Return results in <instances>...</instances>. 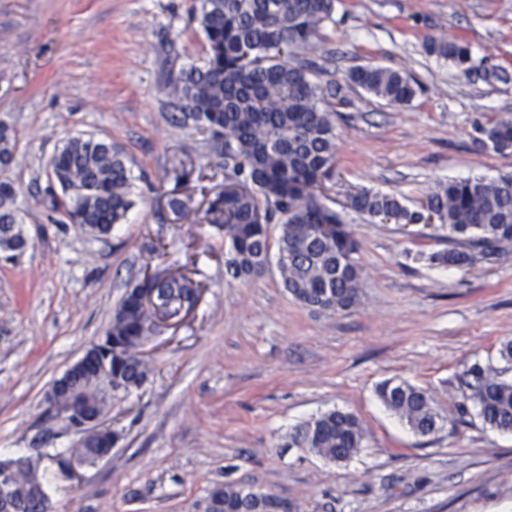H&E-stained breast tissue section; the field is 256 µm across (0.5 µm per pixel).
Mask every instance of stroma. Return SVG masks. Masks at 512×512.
<instances>
[{"instance_id": "1", "label": "stroma", "mask_w": 512, "mask_h": 512, "mask_svg": "<svg viewBox=\"0 0 512 512\" xmlns=\"http://www.w3.org/2000/svg\"><path fill=\"white\" fill-rule=\"evenodd\" d=\"M195 0H0V122L16 141L0 166L28 246L0 250V457L79 434L49 420L53 381L105 334L130 279L194 271L201 298L160 322L150 374L106 417L118 441L78 482L58 480L53 512H197L217 482L243 481L295 512H512V434L459 417L458 377L498 363L512 340V251L464 268L430 265L447 249L434 225L386 223L344 208L350 191L401 195L420 209L438 182L512 174V150L477 126L512 116V0H338L313 79L334 112L339 176L327 193L360 244L358 303L318 311L282 286L277 259L242 280L224 267V232L205 197L224 188L204 135L175 128L165 78L205 56ZM462 39L470 73L425 54L426 36ZM409 76L410 104L349 83L356 66ZM94 136L126 157L134 206L103 238L55 207L49 161L61 140ZM189 178L185 214L168 205L173 162ZM392 380L426 390L436 432L415 434L379 400ZM338 408L365 439L333 463L289 447L293 428Z\"/></svg>"}]
</instances>
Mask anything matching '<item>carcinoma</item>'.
<instances>
[{
    "mask_svg": "<svg viewBox=\"0 0 512 512\" xmlns=\"http://www.w3.org/2000/svg\"><path fill=\"white\" fill-rule=\"evenodd\" d=\"M336 0H200L194 13L206 44L201 65L170 76L171 120L206 136L224 179L237 185L224 190L205 212L220 224L229 241L227 273L234 278L259 276L270 257L269 226L281 225L278 264L284 288L300 303L323 311H344L357 304L363 288L355 258L359 245L340 212L323 202V189L335 177L333 113L324 89L310 78L313 63L289 59L316 46L324 26L335 22ZM429 55L444 58L467 72L470 45L428 37ZM349 81L391 105L409 104L416 95L411 80L397 70L357 66ZM482 143L496 152L512 150V119L479 126ZM16 142L0 123V165H9ZM50 165L54 182L68 200L66 214L89 235L107 236L132 206V182L121 149L90 138L62 140ZM18 193L0 181V249L22 251L27 239L18 227ZM351 207L372 219L403 224L429 220L448 229V249L427 261L435 266L465 267L512 249V176L496 180L450 179L429 193L419 211L409 210L394 193L362 190ZM142 285L134 280L112 314L104 342L73 378L79 412L106 414L112 393H128L146 381L150 368L138 348L153 333L151 313L138 301ZM171 309L192 306L194 282L172 280L162 292ZM506 367L475 362L461 379L460 412L476 411L483 424L512 433V381L502 374L512 367V340L499 349ZM382 402L425 436L438 428L427 392L386 381L377 388ZM363 427L351 413L330 410L297 427L288 447L305 448L333 462L350 460L362 447ZM42 459L11 480L13 512H45L50 501ZM273 494L241 481L216 483L198 502L200 512H269Z\"/></svg>",
    "mask_w": 512,
    "mask_h": 512,
    "instance_id": "cac0c4a2",
    "label": "carcinoma"
}]
</instances>
